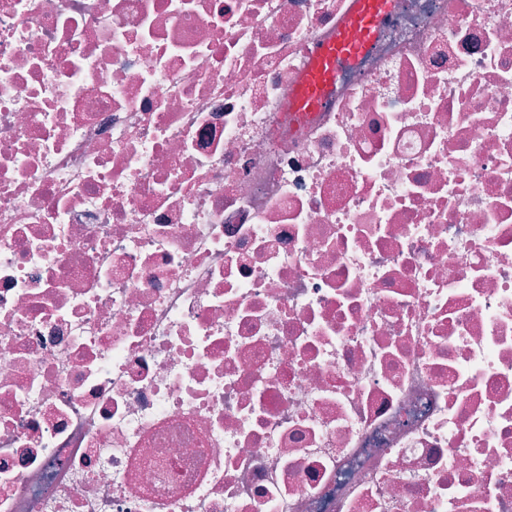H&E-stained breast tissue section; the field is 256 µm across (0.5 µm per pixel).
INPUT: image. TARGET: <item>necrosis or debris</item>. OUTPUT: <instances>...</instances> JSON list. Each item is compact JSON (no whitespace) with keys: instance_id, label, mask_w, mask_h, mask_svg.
<instances>
[{"instance_id":"necrosis-or-debris-1","label":"necrosis or debris","mask_w":512,"mask_h":512,"mask_svg":"<svg viewBox=\"0 0 512 512\" xmlns=\"http://www.w3.org/2000/svg\"><path fill=\"white\" fill-rule=\"evenodd\" d=\"M0 0V512H512V0ZM390 0H354L350 15L331 42L317 44L311 61L299 78L292 103L294 114L306 117L327 102L337 73L362 54L371 43L375 27L388 10Z\"/></svg>"}]
</instances>
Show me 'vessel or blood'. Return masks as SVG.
I'll return each instance as SVG.
<instances>
[{
	"mask_svg": "<svg viewBox=\"0 0 512 512\" xmlns=\"http://www.w3.org/2000/svg\"><path fill=\"white\" fill-rule=\"evenodd\" d=\"M388 8L389 0H354L352 11L335 40L313 49L310 64L295 92L294 114L306 117L326 104L329 87L337 73L368 48L377 22Z\"/></svg>",
	"mask_w": 512,
	"mask_h": 512,
	"instance_id": "b4317fda",
	"label": "vessel or blood"
}]
</instances>
